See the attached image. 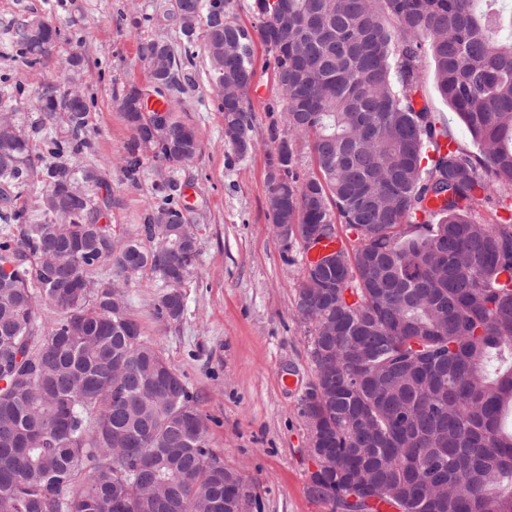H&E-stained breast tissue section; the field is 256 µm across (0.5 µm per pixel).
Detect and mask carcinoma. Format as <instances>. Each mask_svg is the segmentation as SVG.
<instances>
[{"label": "carcinoma", "mask_w": 512, "mask_h": 512, "mask_svg": "<svg viewBox=\"0 0 512 512\" xmlns=\"http://www.w3.org/2000/svg\"><path fill=\"white\" fill-rule=\"evenodd\" d=\"M288 29L268 0H254L247 28L225 0H172L206 30L210 78L224 86V139L240 156L252 143L247 112L253 46L273 61L289 134L310 139L315 169L299 174L295 145L281 139L269 158L273 223L336 224L357 246L311 261L297 308L313 326V381L302 415L325 437L334 469L310 475V494L330 512H512V216L474 218L495 192L512 195V38L486 0H286ZM59 37L37 40L22 22L20 55L36 65ZM154 92L180 87L164 41ZM466 125L476 150L438 126L421 104V73ZM132 87L119 108L134 142L125 169L150 149L168 163L192 159L198 131L166 113L154 136ZM44 120L60 108L49 87ZM93 101L65 108L71 137L49 142L40 205L13 206L28 185L30 146L0 135V512H236L224 482L236 473L208 448L186 381L144 338L119 284L158 275V313L177 320L169 300L195 264L193 225L177 185L158 188L143 225L150 245L112 238L88 191L77 188L68 156ZM111 277H97L102 265ZM55 311L46 329L41 311Z\"/></svg>", "instance_id": "carcinoma-1"}]
</instances>
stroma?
I'll list each match as a JSON object with an SVG mask.
<instances>
[{
  "instance_id": "stroma-1",
  "label": "stroma",
  "mask_w": 512,
  "mask_h": 512,
  "mask_svg": "<svg viewBox=\"0 0 512 512\" xmlns=\"http://www.w3.org/2000/svg\"><path fill=\"white\" fill-rule=\"evenodd\" d=\"M33 18L55 26L60 38L50 57L31 67L17 57L13 34L19 21ZM150 40L182 53L170 0H0V113L12 116L36 165H44L46 142L70 131L63 120L44 122L38 93L48 83L65 85L62 61L82 56L80 89L94 107L84 131L90 147L68 159L76 185L88 167L100 168L105 184L92 193L110 198L102 221L123 239L144 224L159 185L175 181L198 238L180 319L158 317L165 288L150 272L125 290L130 315L188 383L210 448L246 488L245 512H329L307 494L313 463L301 398L313 375L311 326L296 300L309 254L276 234L267 207L269 157L288 134L271 58L255 44L249 154L238 156L224 142V115L200 53L182 70V92L165 102L199 130V153L174 165L142 153L131 177L123 160L133 134L117 100L135 87L146 103L155 101L139 60L140 44Z\"/></svg>"
}]
</instances>
